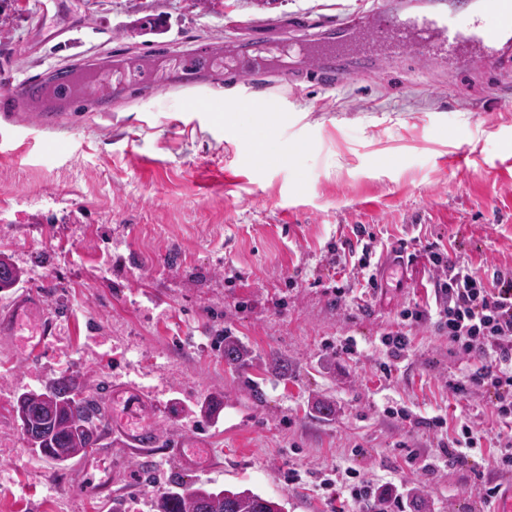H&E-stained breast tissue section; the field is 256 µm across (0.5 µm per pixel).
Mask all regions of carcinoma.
<instances>
[{
  "label": "carcinoma",
  "instance_id": "1",
  "mask_svg": "<svg viewBox=\"0 0 512 512\" xmlns=\"http://www.w3.org/2000/svg\"><path fill=\"white\" fill-rule=\"evenodd\" d=\"M25 270L0 259V291L13 288ZM224 361L236 368L247 365L249 352L235 336H223ZM24 415L17 416L25 439H37L35 451L63 466L84 457L98 445L99 427L106 417L102 403L85 394V385L73 377L53 381L45 391L26 392ZM155 512H283L272 498L250 489L214 490L205 486L168 488L156 496Z\"/></svg>",
  "mask_w": 512,
  "mask_h": 512
}]
</instances>
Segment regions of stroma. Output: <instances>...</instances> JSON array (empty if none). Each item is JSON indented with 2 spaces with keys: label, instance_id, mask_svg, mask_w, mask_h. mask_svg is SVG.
<instances>
[{
  "label": "stroma",
  "instance_id": "1",
  "mask_svg": "<svg viewBox=\"0 0 512 512\" xmlns=\"http://www.w3.org/2000/svg\"><path fill=\"white\" fill-rule=\"evenodd\" d=\"M385 2L15 0L0 87L66 65L106 82L54 129L37 126V103L0 112V253L26 272L0 292V318L26 289L54 332L33 358L18 342L33 322L0 332V434L13 442L0 447V512H112L116 497L122 512H154L173 481L248 488L284 512H339L321 483L348 468L402 485L425 512H492L480 490L512 482L495 463L512 429L484 391L448 388L479 359L451 354L432 323L403 320L434 300L428 267L380 258L434 244L485 282L512 271V102L493 101L512 93V44L434 64L379 48L374 75L350 60L330 85L297 57L263 59L278 40L300 39L292 17L336 41ZM256 21L287 29L263 36ZM200 41L220 60L262 58L251 76L199 85L214 113L187 111L178 89ZM133 66L161 89L143 97L123 83ZM258 75L271 84L261 108L287 115L273 133L242 105ZM357 226L377 245L373 288L336 261ZM392 331L409 338L394 362L382 341ZM226 332L252 349V366L225 363L216 338ZM274 354L288 357L287 377L267 371ZM64 376L85 380L131 428L153 430V446L130 447L107 425L94 455L68 467L31 451L14 399ZM213 395L219 416L202 421L193 409ZM318 396L335 415L316 411ZM435 417L443 427L430 426ZM461 424L480 447L440 456ZM178 442L209 446L214 469L181 468L167 454Z\"/></svg>",
  "mask_w": 512,
  "mask_h": 512
}]
</instances>
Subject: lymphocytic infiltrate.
<instances>
[{"label":"lymphocytic infiltrate","instance_id":"lymphocytic-infiltrate-1","mask_svg":"<svg viewBox=\"0 0 512 512\" xmlns=\"http://www.w3.org/2000/svg\"><path fill=\"white\" fill-rule=\"evenodd\" d=\"M418 258L434 272L435 306L404 309V319L434 322L458 355L479 358L481 365L469 384H453V395L466 396L472 384L481 387L498 418L512 420V275L501 274L493 283H485L468 264L450 260L433 246ZM346 476L341 489L351 501H373L377 512H405L394 484L373 483L354 469L347 470Z\"/></svg>","mask_w":512,"mask_h":512}]
</instances>
